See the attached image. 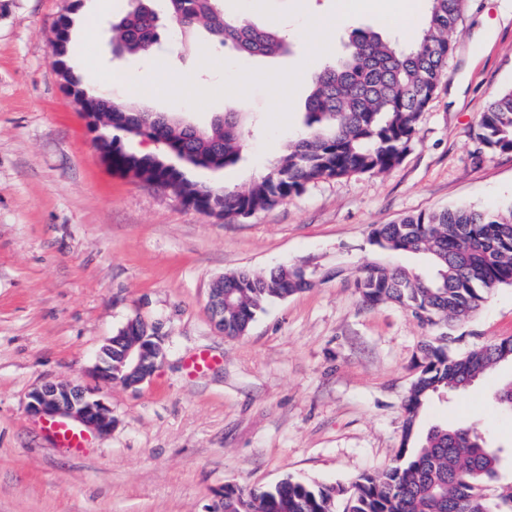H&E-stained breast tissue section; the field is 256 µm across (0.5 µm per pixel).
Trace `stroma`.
<instances>
[{"mask_svg":"<svg viewBox=\"0 0 512 512\" xmlns=\"http://www.w3.org/2000/svg\"><path fill=\"white\" fill-rule=\"evenodd\" d=\"M303 4L327 18L335 0H224L229 13L271 26ZM98 0H0V512H208L228 484L265 487L284 478L348 487L392 465L403 404L419 372V344L436 335L392 303L365 306L361 269L383 262L424 274L423 259L378 250L373 225L456 204L512 201V154L477 138L492 96L512 87V0H465L450 35L448 74L423 112L400 164L308 184L297 196L227 224L170 192L121 176L99 154L52 57L53 27L72 19L69 65L84 86L119 102L209 125L239 112L248 131L241 161L202 181L245 188L302 128L311 78L327 61L307 41L289 54L243 56L210 42L214 59L250 69L302 66L287 129L267 137L269 94L226 96L203 110L101 83L81 59ZM130 0H112L98 26L103 65L141 70L154 58L112 59L109 23ZM158 57L210 89L220 72L179 41ZM307 263L329 278L268 304L247 335L225 337L206 309L212 282ZM155 326L166 358L148 383L115 384L103 399L112 428L88 431L80 450L55 447L29 410L46 382L94 387L105 342L131 318ZM451 352L512 337V286L448 328ZM206 350L216 364L192 373ZM505 364L462 393L434 398L424 425L476 422L512 452V414L495 399Z\"/></svg>","mask_w":512,"mask_h":512,"instance_id":"stroma-1","label":"stroma"}]
</instances>
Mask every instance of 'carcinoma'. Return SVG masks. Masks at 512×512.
Listing matches in <instances>:
<instances>
[{"mask_svg": "<svg viewBox=\"0 0 512 512\" xmlns=\"http://www.w3.org/2000/svg\"><path fill=\"white\" fill-rule=\"evenodd\" d=\"M168 16L186 48L198 26L222 46L248 56L289 51V40L243 16L224 12L223 0H165ZM422 34L407 44L373 30L354 29L342 54L312 78L304 127L283 154L243 190L215 187L191 177L188 167L170 166L174 151L190 150L201 164L224 168L242 159L246 130L241 114L226 112L192 139L170 117L168 145L148 157L128 141L163 114L94 94L88 98L112 110L122 141L112 146L113 171L150 165L149 180L182 202L207 207L211 196L223 205L207 215L234 223L258 209L285 202L319 179L394 169L413 142L419 120L447 75L452 46L448 33L464 0H427ZM167 31L155 24L152 9L130 10L112 24V45L121 55H148ZM478 138L494 152L512 153V88L495 93L481 113ZM373 244L393 254L424 258L422 276L387 264L367 266L356 280L368 306L394 303L420 322L437 326L477 313L485 295L512 285V202L495 209L465 205L420 212L392 224H377ZM313 279L301 266L285 265L267 275L242 270L224 275V335H246L257 313L275 300L309 288ZM441 333L420 345L422 364L403 405L401 445L393 466L365 474L352 484L344 512H512V482L500 483L504 448L478 424H435L424 429L421 415L436 396L464 392L486 372L512 363V338L476 346L462 356L449 351ZM499 407L512 412V380L496 392ZM336 487L285 478L260 490L224 487V512H335Z\"/></svg>", "mask_w": 512, "mask_h": 512, "instance_id": "obj_1", "label": "carcinoma"}]
</instances>
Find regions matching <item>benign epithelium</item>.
<instances>
[{
	"instance_id": "7a95c632",
	"label": "benign epithelium",
	"mask_w": 512,
	"mask_h": 512,
	"mask_svg": "<svg viewBox=\"0 0 512 512\" xmlns=\"http://www.w3.org/2000/svg\"><path fill=\"white\" fill-rule=\"evenodd\" d=\"M88 128L95 134V144L107 163H112V113L93 110L77 102ZM208 310L215 324L224 327V278L213 281L209 288ZM118 345V366L122 378L113 376L112 348ZM165 351L161 342L146 323L138 318L127 322L119 336L109 339L100 349L91 369L92 376L102 387L119 383L135 388L149 381L163 363ZM30 411L40 417L72 420L81 426L105 432L112 427L108 405L78 383H46L30 394Z\"/></svg>"
}]
</instances>
